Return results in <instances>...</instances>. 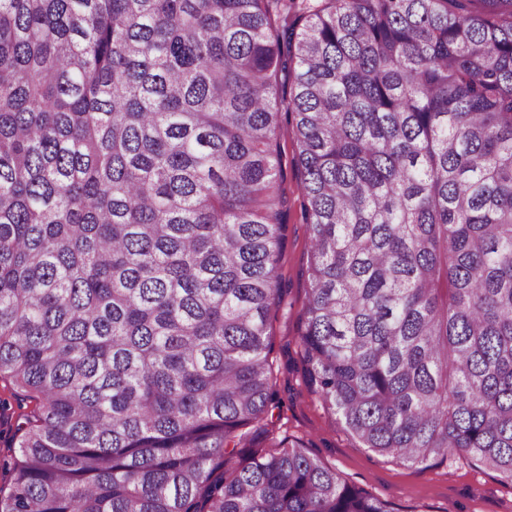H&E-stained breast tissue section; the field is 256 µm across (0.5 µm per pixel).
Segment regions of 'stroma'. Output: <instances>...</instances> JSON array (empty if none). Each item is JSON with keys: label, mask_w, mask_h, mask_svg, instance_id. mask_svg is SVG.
<instances>
[{"label": "stroma", "mask_w": 512, "mask_h": 512, "mask_svg": "<svg viewBox=\"0 0 512 512\" xmlns=\"http://www.w3.org/2000/svg\"><path fill=\"white\" fill-rule=\"evenodd\" d=\"M278 142L289 202L283 249L284 288L269 317L278 403L268 416L272 435L259 438V445L267 448L272 440L285 437L302 440L307 452L334 468L349 484L384 501L391 512H512V482L499 473L474 465L458 453L427 465L387 461L360 447L309 388L298 326L308 297L310 229L302 217L296 147L288 127L280 128ZM20 413L8 381L0 380V488L5 490L10 487V473L4 464Z\"/></svg>", "instance_id": "1"}]
</instances>
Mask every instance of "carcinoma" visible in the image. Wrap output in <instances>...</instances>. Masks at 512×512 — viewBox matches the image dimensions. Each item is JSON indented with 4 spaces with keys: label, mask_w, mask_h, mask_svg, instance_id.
Segmentation results:
<instances>
[{
    "label": "carcinoma",
    "mask_w": 512,
    "mask_h": 512,
    "mask_svg": "<svg viewBox=\"0 0 512 512\" xmlns=\"http://www.w3.org/2000/svg\"><path fill=\"white\" fill-rule=\"evenodd\" d=\"M284 119L307 382L384 459L512 481V0H0V380L35 402L0 512H391L249 450Z\"/></svg>",
    "instance_id": "1"
}]
</instances>
